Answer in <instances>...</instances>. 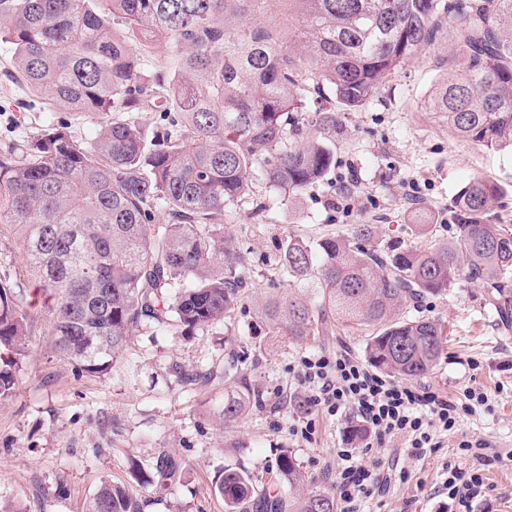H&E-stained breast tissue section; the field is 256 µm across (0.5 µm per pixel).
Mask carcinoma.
<instances>
[{
	"label": "carcinoma",
	"mask_w": 512,
	"mask_h": 512,
	"mask_svg": "<svg viewBox=\"0 0 512 512\" xmlns=\"http://www.w3.org/2000/svg\"><path fill=\"white\" fill-rule=\"evenodd\" d=\"M267 0H0V40L12 46L13 76L49 112H98L90 142L65 123L0 151V241L18 244L42 283L55 352L103 376L144 321L183 336L224 325L248 298L239 242L224 235L229 212L251 197L252 175L288 201L325 181L342 112L438 40L448 21L459 54L432 92L429 110L463 141L512 149V0H287L293 37L262 25ZM166 59L143 72L158 44ZM329 107L309 109L311 93ZM341 111H336V108ZM160 113L148 136L137 113ZM502 199L474 178L452 209L451 239L388 248L372 224L343 235L277 241L278 273L299 291L267 300L270 336L304 342L333 329L371 330L368 363L393 376L435 368L446 341L438 321L413 316L465 278L482 284L500 322L512 324V233L493 224ZM408 225L431 238L427 215ZM31 314L25 289L0 278V399L15 388L27 356ZM246 357L224 360L221 420L234 423L253 393ZM179 382L208 384L214 372L181 370ZM178 471L174 455L134 478L154 485ZM288 496L265 497L264 512H338L334 496L305 490L296 457L280 455ZM225 512H247L249 472L226 468L215 482ZM84 512H141L123 484L104 481Z\"/></svg>",
	"instance_id": "obj_1"
}]
</instances>
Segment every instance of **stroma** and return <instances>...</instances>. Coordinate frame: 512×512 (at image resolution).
Listing matches in <instances>:
<instances>
[{
	"label": "stroma",
	"mask_w": 512,
	"mask_h": 512,
	"mask_svg": "<svg viewBox=\"0 0 512 512\" xmlns=\"http://www.w3.org/2000/svg\"><path fill=\"white\" fill-rule=\"evenodd\" d=\"M456 52L451 32H444L364 105L345 113V136L336 143V166L326 184L285 204L254 175L255 197L267 205L263 218L246 202L224 223L225 232L240 241L250 281L265 286L273 280L277 293H288L287 280L277 278L273 265L275 241L286 234L316 238L373 224L380 240L410 244L414 195L427 204L438 238H446L450 204L476 177L502 189L508 206L493 215L512 228V152L458 140L426 109L448 73L447 57ZM10 55V45L0 42V149L38 134L47 118L43 104L5 75ZM349 178L355 198L347 209H335ZM4 274L20 278L34 316L31 354L12 395L0 400V504L15 512H82L105 480L127 483L143 512H224V500L214 490L224 467L244 468L258 487L268 488L280 454L288 450L309 486L332 494L337 451L361 449L348 438L349 421L315 414L310 407L300 412L294 403L307 397L298 378L301 359L342 347L362 355L365 331L318 336L305 345L275 339L266 336L255 301L247 300L238 315V339L249 359L246 381L259 401L225 426L219 420L223 384L189 389L178 381L182 369L223 368V326L187 338L175 326L143 322L124 361L94 377L54 352L48 314L36 303V280L27 274L17 245L7 241L0 243ZM483 293L480 284L463 279L426 301L422 315L442 323L448 338L438 365L419 381L453 397L469 387L481 389L491 412L461 418L442 448L423 458L412 456L401 440L386 442L383 452L396 455L410 478L370 487L365 512H448V467L469 465L457 447L465 437L488 439L502 455V463L487 468L485 477L495 512H512V330L501 328ZM305 418L316 421L309 443L289 431ZM168 449L182 462L179 478L162 487L137 483L133 466L153 469Z\"/></svg>",
	"instance_id": "stroma-1"
}]
</instances>
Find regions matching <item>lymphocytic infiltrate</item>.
<instances>
[{
	"instance_id": "f902f5d3",
	"label": "lymphocytic infiltrate",
	"mask_w": 512,
	"mask_h": 512,
	"mask_svg": "<svg viewBox=\"0 0 512 512\" xmlns=\"http://www.w3.org/2000/svg\"><path fill=\"white\" fill-rule=\"evenodd\" d=\"M299 376L308 390V404L339 420L355 419L366 432L367 446H381L399 437L419 457L441 447L462 417L491 409L487 393L481 390L469 388L462 397L451 398L417 382L396 381L346 350L333 356L303 357ZM488 446L482 438L458 443L472 462L465 469H448V498L456 512H471L473 502L491 500L484 472L500 463L501 457L488 454ZM393 471L400 480H408L407 471L399 470L397 462L379 457L367 464L355 452L340 450L336 472L341 512H362L368 486L380 484L382 474Z\"/></svg>"
}]
</instances>
